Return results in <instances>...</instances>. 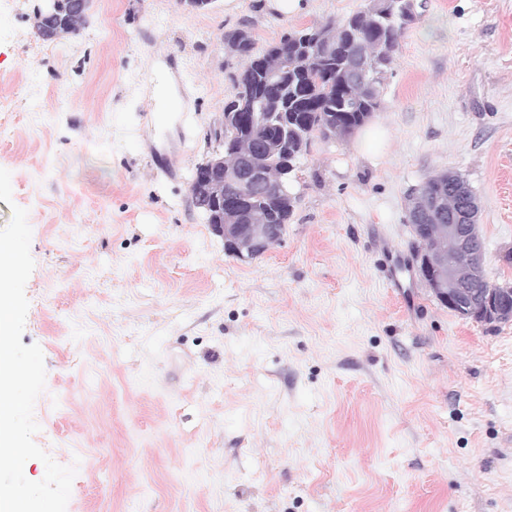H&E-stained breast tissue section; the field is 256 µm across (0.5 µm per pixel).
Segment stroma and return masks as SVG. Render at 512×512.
I'll return each mask as SVG.
<instances>
[{
  "mask_svg": "<svg viewBox=\"0 0 512 512\" xmlns=\"http://www.w3.org/2000/svg\"><path fill=\"white\" fill-rule=\"evenodd\" d=\"M91 0L36 37L0 0V168L35 262V443L78 458L67 512H512V323L462 319L410 273L412 189L448 169L480 202L490 282L512 280V0H427L380 88L383 147L314 139L283 241L242 260L193 207L206 132L257 48L368 0ZM156 67L176 90L154 113Z\"/></svg>",
  "mask_w": 512,
  "mask_h": 512,
  "instance_id": "obj_1",
  "label": "stroma"
}]
</instances>
